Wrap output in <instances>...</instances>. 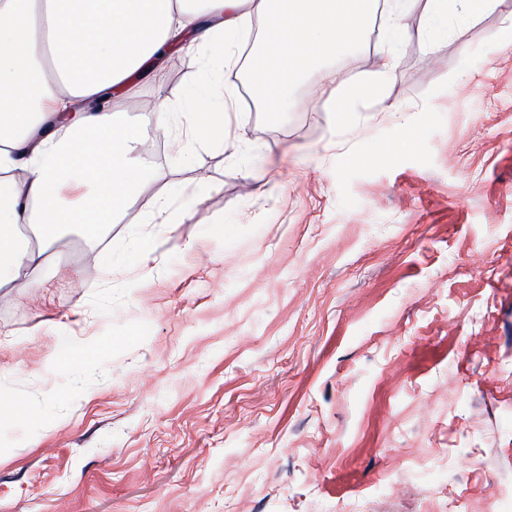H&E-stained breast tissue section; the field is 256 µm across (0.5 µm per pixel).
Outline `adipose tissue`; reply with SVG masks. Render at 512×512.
I'll return each mask as SVG.
<instances>
[{
	"label": "adipose tissue",
	"mask_w": 512,
	"mask_h": 512,
	"mask_svg": "<svg viewBox=\"0 0 512 512\" xmlns=\"http://www.w3.org/2000/svg\"><path fill=\"white\" fill-rule=\"evenodd\" d=\"M416 0H398L388 25L392 44L436 32H459L496 0H459L455 12L429 0L426 28L403 24ZM380 0H0V288L29 284L66 224L95 238L146 181L137 148L162 126L166 104L136 124L119 120L101 100L136 97L139 81L156 78L171 44L191 34L205 47L231 48L244 19L266 22L249 79L270 118H278L302 73L359 44ZM231 96L211 112L186 113L188 143H223ZM66 117V132L56 123ZM23 224L40 229L42 245L21 244Z\"/></svg>",
	"instance_id": "ef3b65f1"
}]
</instances>
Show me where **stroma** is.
Segmentation results:
<instances>
[{"mask_svg":"<svg viewBox=\"0 0 512 512\" xmlns=\"http://www.w3.org/2000/svg\"><path fill=\"white\" fill-rule=\"evenodd\" d=\"M510 19L387 78L367 33L186 153L191 78L232 69L167 54L135 201L0 307V399L34 414L0 425V512H512ZM88 249L111 270L72 279Z\"/></svg>","mask_w":512,"mask_h":512,"instance_id":"1","label":"stroma"}]
</instances>
